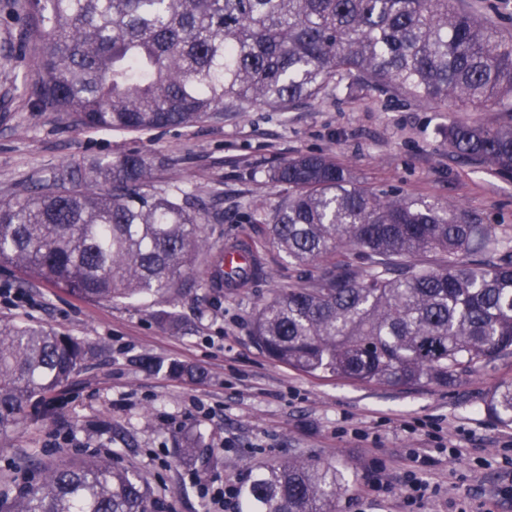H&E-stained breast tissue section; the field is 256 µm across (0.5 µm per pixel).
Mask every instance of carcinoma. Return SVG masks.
Segmentation results:
<instances>
[{
  "instance_id": "obj_1",
  "label": "carcinoma",
  "mask_w": 512,
  "mask_h": 512,
  "mask_svg": "<svg viewBox=\"0 0 512 512\" xmlns=\"http://www.w3.org/2000/svg\"><path fill=\"white\" fill-rule=\"evenodd\" d=\"M36 36L24 93L89 130L193 126L223 112H288L350 79L416 103L512 102V35L456 0H6ZM463 157L512 171V123L448 126ZM140 152L65 164L0 201V263L87 300L160 298L192 283L215 210L179 187L150 191ZM288 195L252 263L210 287L263 276L271 244L319 275L280 291L253 318L258 345L306 375L439 387L512 355V249L463 211L353 183L326 154L272 170ZM434 253L432 267L421 256ZM84 344L0 321V439L23 406L64 382ZM488 413L512 425V385ZM344 474L300 458L253 472L244 512H336ZM0 512H156L147 482L107 459L61 461Z\"/></svg>"
}]
</instances>
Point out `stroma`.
Returning a JSON list of instances; mask_svg holds the SVG:
<instances>
[{
	"instance_id": "obj_1",
	"label": "stroma",
	"mask_w": 512,
	"mask_h": 512,
	"mask_svg": "<svg viewBox=\"0 0 512 512\" xmlns=\"http://www.w3.org/2000/svg\"><path fill=\"white\" fill-rule=\"evenodd\" d=\"M454 122L499 126L512 111L499 105L448 108L412 104L348 83L338 93L290 112L231 114L149 132L85 130L63 113L35 106L0 82V201L67 163L143 152L154 158L151 189L175 187L208 196L223 190V223L204 229L212 252L245 235L263 236L246 206L272 213L287 194L271 170L300 153H328L354 182L466 212L512 246V173L461 157L448 145ZM265 278L246 288H208L210 260L189 272L193 287L165 300L87 301L0 263V286L30 294L21 308L0 304V320L42 325L88 343L91 351L55 391L31 398L23 423L0 443V494L34 483L36 465L106 458L137 472L160 512H203L198 483L247 481L251 469L299 457L333 464L346 486L336 512H397L412 470L409 449L456 459L423 470L434 490L416 512H448L446 501L488 500L512 512V463L503 449L512 425L486 410L489 394L512 384V355L445 387L365 385L308 376L271 360L252 334V316L275 291L310 280L318 265H300L266 247ZM201 368L199 382L171 378L167 366ZM415 424L408 433L404 424ZM439 425L441 441L428 435ZM199 440L182 458V431ZM381 461L390 491L369 490Z\"/></svg>"
}]
</instances>
